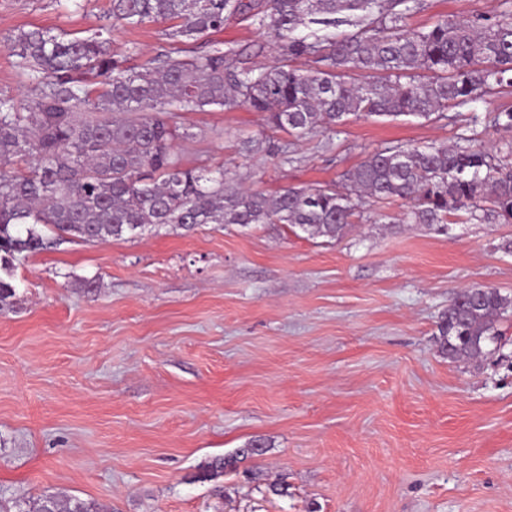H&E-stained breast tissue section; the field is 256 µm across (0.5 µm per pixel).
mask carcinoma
<instances>
[{
	"label": "carcinoma",
	"instance_id": "cac0c4a2",
	"mask_svg": "<svg viewBox=\"0 0 512 512\" xmlns=\"http://www.w3.org/2000/svg\"><path fill=\"white\" fill-rule=\"evenodd\" d=\"M422 7V0H111L112 25L169 21L173 41H196L246 14L282 52L279 64L259 68L218 45L128 68L112 54L108 26L86 38L19 30L7 47L26 93L0 95V303L16 295L22 258L68 238H133L149 225L287 224L339 240L366 198L409 201L406 219L439 232L461 210L511 224L512 163L481 147H388L345 171L338 187L287 186L274 196L228 185L222 166L185 167L175 153L183 112L247 107L302 138L351 115L442 119L450 105L512 89L511 21L476 15L409 29ZM339 23L353 30L339 39L322 32ZM511 309L512 298L494 288L456 294L439 325L441 351L466 361L489 353ZM262 452L254 440L203 465L195 479L212 481ZM35 509L99 512L93 501L54 495Z\"/></svg>",
	"mask_w": 512,
	"mask_h": 512
}]
</instances>
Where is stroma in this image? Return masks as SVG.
Instances as JSON below:
<instances>
[{
  "label": "stroma",
  "instance_id": "stroma-1",
  "mask_svg": "<svg viewBox=\"0 0 512 512\" xmlns=\"http://www.w3.org/2000/svg\"><path fill=\"white\" fill-rule=\"evenodd\" d=\"M109 7L0 0V93L25 92L8 36L82 37ZM505 10L424 0L409 26ZM165 28L114 27L112 52L130 67L217 43L253 67L279 58L246 18L194 42ZM507 107L512 93L436 121L352 117L304 139L245 107L188 112L175 151L274 195L339 182L386 147L503 148L512 132L490 117ZM405 207L366 201L337 242L283 224H168L21 260L0 309V498L55 494L103 512H512V311L483 360L450 361L438 341L462 288L512 297V224L464 213L439 234L398 222ZM254 439L259 458L197 481ZM279 480L287 496L269 493Z\"/></svg>",
  "mask_w": 512,
  "mask_h": 512
}]
</instances>
